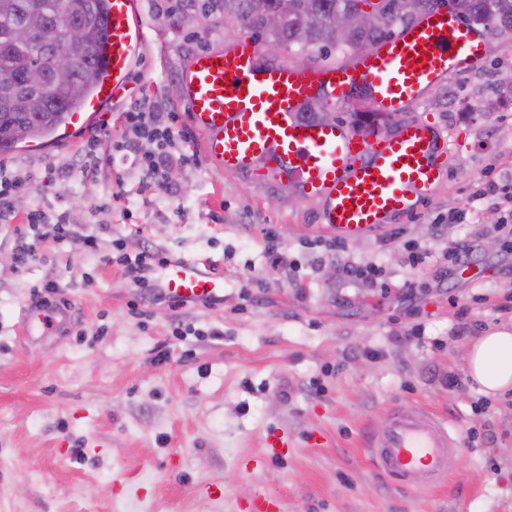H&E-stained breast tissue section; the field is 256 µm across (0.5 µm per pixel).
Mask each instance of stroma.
I'll return each mask as SVG.
<instances>
[{"mask_svg":"<svg viewBox=\"0 0 512 512\" xmlns=\"http://www.w3.org/2000/svg\"><path fill=\"white\" fill-rule=\"evenodd\" d=\"M167 5L139 0L147 46L125 102L48 149L0 155L40 172L75 163L89 137L103 144L94 179L42 178L15 199L67 215L81 237L41 242L31 265L0 272V512H237L260 490L281 512H512V392L485 396L463 370L467 344L512 327V206L489 192L512 179V48L490 38L482 61L407 108L404 120L446 137L447 179L417 213L344 240L287 183L205 164L181 78L243 32ZM144 98L174 114L190 157L169 172L173 195L140 192L110 149ZM132 242L221 275L223 302L176 310L141 294L109 261ZM460 242L474 248L466 273L448 255ZM352 266L379 268L378 281ZM49 280L61 312L47 335L21 336ZM180 321L194 334L173 336ZM399 405L460 433L459 464L432 491L397 486L364 453ZM274 434L288 438L276 457ZM122 472L136 474L132 491L115 485Z\"/></svg>","mask_w":512,"mask_h":512,"instance_id":"stroma-1","label":"stroma"}]
</instances>
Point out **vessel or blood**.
Returning a JSON list of instances; mask_svg holds the SVG:
<instances>
[{
  "label": "vessel or blood",
  "instance_id": "1",
  "mask_svg": "<svg viewBox=\"0 0 512 512\" xmlns=\"http://www.w3.org/2000/svg\"><path fill=\"white\" fill-rule=\"evenodd\" d=\"M137 5L138 0H110L103 73L94 93L72 114L71 131L87 129L105 103L124 97L146 43ZM486 49L483 32L446 7L403 26L348 66L272 64L259 44L245 38L232 48L198 54L183 77V98L191 125L205 136L209 166L287 182L319 199V223L348 239L411 214L444 181V140L429 123H408L399 114L429 88L481 59ZM315 97L342 106L365 102L394 117L395 129L371 140L344 123L304 119L303 106ZM164 284L175 302L205 304L224 296L218 281L194 260L165 265ZM44 325L43 306L29 302L23 334L39 335ZM363 446L377 470L408 490L434 487L459 458L451 421L403 406L395 407L386 429L367 435Z\"/></svg>",
  "mask_w": 512,
  "mask_h": 512
}]
</instances>
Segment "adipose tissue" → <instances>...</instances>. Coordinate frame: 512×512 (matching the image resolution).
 Instances as JSON below:
<instances>
[{
    "mask_svg": "<svg viewBox=\"0 0 512 512\" xmlns=\"http://www.w3.org/2000/svg\"><path fill=\"white\" fill-rule=\"evenodd\" d=\"M465 372L487 396L512 391V329L503 327L475 338L464 355Z\"/></svg>",
    "mask_w": 512,
    "mask_h": 512,
    "instance_id": "adipose-tissue-1",
    "label": "adipose tissue"
}]
</instances>
